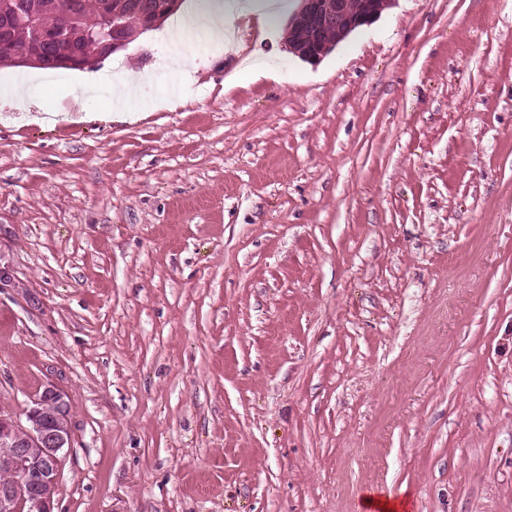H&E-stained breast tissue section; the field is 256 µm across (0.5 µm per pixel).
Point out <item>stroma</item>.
Masks as SVG:
<instances>
[{
  "label": "stroma",
  "mask_w": 512,
  "mask_h": 512,
  "mask_svg": "<svg viewBox=\"0 0 512 512\" xmlns=\"http://www.w3.org/2000/svg\"><path fill=\"white\" fill-rule=\"evenodd\" d=\"M290 16L0 114V411L67 391L59 512H512V0L316 62ZM406 502L396 500L393 496L384 498L366 496L362 499L360 510L362 511H379V512H399L406 510Z\"/></svg>",
  "instance_id": "stroma-1"
}]
</instances>
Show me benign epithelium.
Returning <instances> with one entry per match:
<instances>
[{"label": "benign epithelium", "instance_id": "1", "mask_svg": "<svg viewBox=\"0 0 512 512\" xmlns=\"http://www.w3.org/2000/svg\"><path fill=\"white\" fill-rule=\"evenodd\" d=\"M181 0H166L164 6L148 18L139 33L156 30L180 8ZM382 11L377 0H300L299 12L312 23L331 19L336 25V43L355 29L370 24ZM5 22L0 24V35L11 31V25L22 24L30 29L34 43L45 41L68 42L61 55L48 59L37 53L16 55V66H38L72 70L91 69L96 61L87 60L70 44L85 35L94 37L102 58L127 49L136 35L122 29L119 16L105 14L98 29L87 33L81 29L63 38L42 29L37 16L28 10L23 0H10L0 10ZM289 49L305 60H318L328 54L335 43L319 44L315 39L294 37V28L288 31ZM71 407L65 391L50 381L31 399L25 421L0 414V466L16 477L0 482V512H55L56 493L68 449L72 446Z\"/></svg>", "mask_w": 512, "mask_h": 512}]
</instances>
